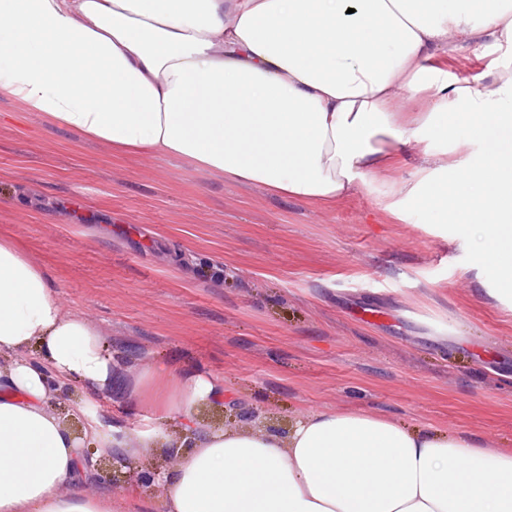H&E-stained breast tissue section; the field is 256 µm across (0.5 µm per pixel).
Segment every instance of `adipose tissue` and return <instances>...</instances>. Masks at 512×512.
<instances>
[{
    "mask_svg": "<svg viewBox=\"0 0 512 512\" xmlns=\"http://www.w3.org/2000/svg\"><path fill=\"white\" fill-rule=\"evenodd\" d=\"M488 42L512 50V0H0V97L114 151L321 206L420 134L451 139L386 210L419 201L431 223H463L512 301V63L454 81L438 65ZM120 366L0 238V512H112L67 490L84 459L54 405L72 381L111 395ZM140 376L152 417L129 434L91 412L86 432L128 462L183 449L156 512H512V451L341 409L302 412L285 435L213 428L195 412L220 399L216 377L172 363Z\"/></svg>",
    "mask_w": 512,
    "mask_h": 512,
    "instance_id": "ef3b65f1",
    "label": "adipose tissue"
}]
</instances>
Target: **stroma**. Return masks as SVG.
<instances>
[{
    "label": "stroma",
    "instance_id": "obj_1",
    "mask_svg": "<svg viewBox=\"0 0 512 512\" xmlns=\"http://www.w3.org/2000/svg\"><path fill=\"white\" fill-rule=\"evenodd\" d=\"M511 55L466 46L443 68L462 79ZM449 148L423 136L398 169L321 207L112 153L0 98V235L122 361L124 403L66 385L63 424L84 432L71 414L82 407L135 432L138 370L171 360L221 378L205 425L241 426L258 408L284 431L298 412L331 407L511 451L512 312L489 293L498 267L458 224L430 226L422 203L400 220L382 208L424 153Z\"/></svg>",
    "mask_w": 512,
    "mask_h": 512
}]
</instances>
